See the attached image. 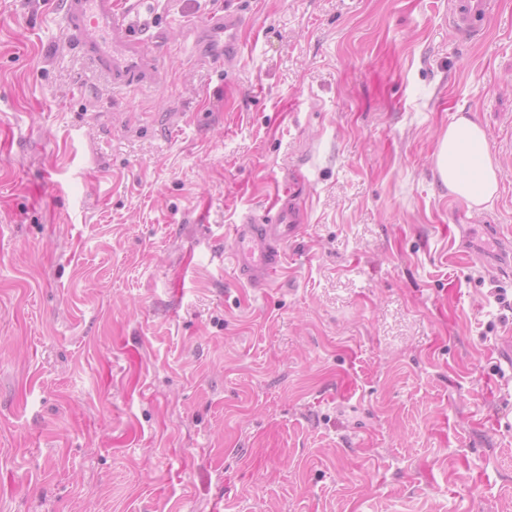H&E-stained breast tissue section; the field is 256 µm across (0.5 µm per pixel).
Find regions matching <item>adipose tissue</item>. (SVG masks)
Listing matches in <instances>:
<instances>
[{
	"label": "adipose tissue",
	"mask_w": 512,
	"mask_h": 512,
	"mask_svg": "<svg viewBox=\"0 0 512 512\" xmlns=\"http://www.w3.org/2000/svg\"><path fill=\"white\" fill-rule=\"evenodd\" d=\"M435 167L449 192L468 208H486L498 193V165L486 131L467 114H457L441 135Z\"/></svg>",
	"instance_id": "ef3b65f1"
}]
</instances>
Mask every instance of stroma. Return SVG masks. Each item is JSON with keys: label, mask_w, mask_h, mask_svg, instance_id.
Wrapping results in <instances>:
<instances>
[{"label": "stroma", "mask_w": 512, "mask_h": 512, "mask_svg": "<svg viewBox=\"0 0 512 512\" xmlns=\"http://www.w3.org/2000/svg\"><path fill=\"white\" fill-rule=\"evenodd\" d=\"M60 9L0 0V512H512V0L472 42L448 0H155L123 93ZM460 111L483 211L435 168ZM286 192L242 284L230 229ZM244 27L243 17L236 12L224 10L223 13L211 14L201 38L213 41L216 49L205 58L206 63L222 64L224 59L237 55L241 50V33ZM435 167L448 191L470 209L486 208L497 196L498 165L486 131L462 111L439 139ZM273 213H247L233 224L230 242L234 273L238 281L265 288L286 264L285 246L301 229L300 211L289 194L278 197Z\"/></svg>", "instance_id": "35a3bbf8"}]
</instances>
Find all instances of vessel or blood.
<instances>
[{
  "instance_id": "1",
  "label": "vessel or blood",
  "mask_w": 512,
  "mask_h": 512,
  "mask_svg": "<svg viewBox=\"0 0 512 512\" xmlns=\"http://www.w3.org/2000/svg\"><path fill=\"white\" fill-rule=\"evenodd\" d=\"M494 8L495 0H448V24L465 39L484 35ZM131 14L124 0H62L65 34L113 88L152 89L158 84L161 58ZM243 27L244 20L236 12L208 17L202 37L215 44L208 63H223L240 52ZM300 229V211L289 196L277 198L272 211L264 215L242 216L230 236L237 280L258 288L269 286L284 270L285 247Z\"/></svg>"
}]
</instances>
